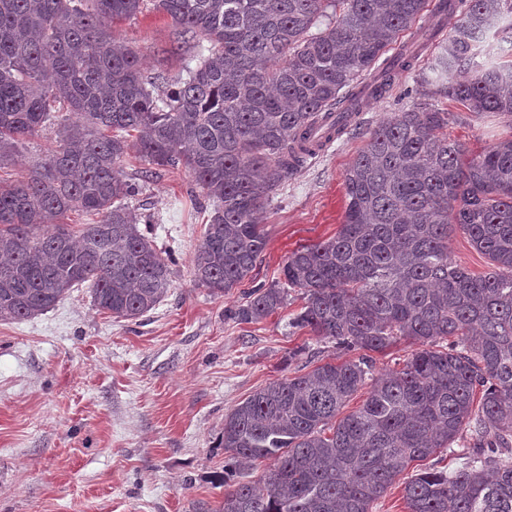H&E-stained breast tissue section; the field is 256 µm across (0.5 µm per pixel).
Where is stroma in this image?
I'll return each mask as SVG.
<instances>
[{
    "label": "stroma",
    "instance_id": "35a3bbf8",
    "mask_svg": "<svg viewBox=\"0 0 512 512\" xmlns=\"http://www.w3.org/2000/svg\"><path fill=\"white\" fill-rule=\"evenodd\" d=\"M137 48L146 72L177 77L187 59L174 50L173 27L149 9L117 28ZM420 58L399 73L392 91L370 98L361 128L336 140L284 184L261 223L267 246L251 280L215 297L198 286L191 264L211 201L182 167L144 183L134 208L150 216L157 248L171 260L164 302L136 321L99 311L76 288L47 311L0 322V512H195L218 508L224 470L216 439L225 416L256 390L294 375L290 351L324 359L341 355L288 324L301 305H288L258 323L231 319L252 286L271 284L286 257L303 244L333 236L345 210L343 174L380 122L416 103L448 112V135L475 155L512 137V121L493 112L477 116L431 96L419 75ZM53 129L31 137L0 178L31 172L55 142Z\"/></svg>",
    "mask_w": 512,
    "mask_h": 512
}]
</instances>
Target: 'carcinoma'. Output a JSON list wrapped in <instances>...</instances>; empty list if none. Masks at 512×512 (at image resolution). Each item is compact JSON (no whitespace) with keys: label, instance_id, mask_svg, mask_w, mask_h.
I'll list each match as a JSON object with an SVG mask.
<instances>
[{"label":"carcinoma","instance_id":"carcinoma-1","mask_svg":"<svg viewBox=\"0 0 512 512\" xmlns=\"http://www.w3.org/2000/svg\"><path fill=\"white\" fill-rule=\"evenodd\" d=\"M166 14L185 75L146 74L114 27L147 5ZM428 0H0V162L46 128L56 146L27 176L0 184V322L38 315L86 286L95 306L135 320L166 298L170 268L129 205L142 182L182 166L214 203L193 262L222 296L251 277L266 247L258 215L323 141L345 133L364 98L384 96L418 55L399 35ZM460 13L433 46L423 80L474 114L512 118V0H438ZM503 34L485 46L490 31ZM468 70L460 81L458 72ZM82 121L66 123L65 113ZM447 112L414 105L380 123L345 171L336 235L304 244L283 279L229 311L256 323L301 291L291 318L361 355L317 364L253 393L224 418L223 484L241 465L273 467L237 482L216 512H372L410 464L468 432L460 466L405 482L407 512H512V138L471 157L448 139ZM137 147L141 182L122 168ZM71 212L93 217L73 232ZM464 234L491 262L475 275L448 251ZM456 337L446 348L439 343ZM418 346L399 370L373 354ZM362 406L339 414L365 383Z\"/></svg>","mask_w":512,"mask_h":512}]
</instances>
